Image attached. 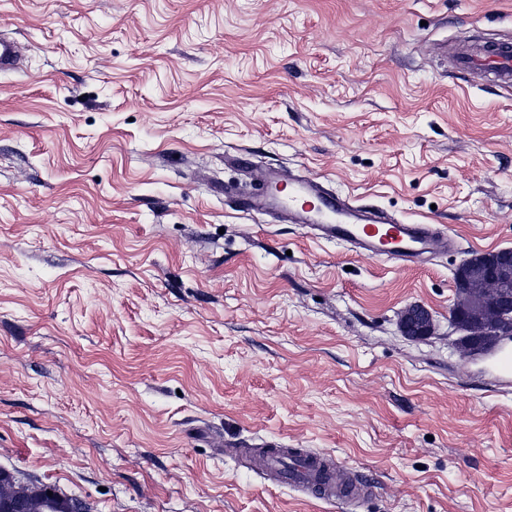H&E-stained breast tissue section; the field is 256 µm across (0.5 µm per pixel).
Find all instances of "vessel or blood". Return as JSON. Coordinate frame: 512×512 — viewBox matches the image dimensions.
<instances>
[{
	"instance_id": "b4317fda",
	"label": "vessel or blood",
	"mask_w": 512,
	"mask_h": 512,
	"mask_svg": "<svg viewBox=\"0 0 512 512\" xmlns=\"http://www.w3.org/2000/svg\"><path fill=\"white\" fill-rule=\"evenodd\" d=\"M20 62L18 43L0 37V72L17 70ZM455 66L468 73H495L504 86H511L512 43L480 56H458ZM249 206L258 213L287 209L289 220L312 225L327 240L349 244L367 257H387L403 266L425 263L439 243L448 238L436 225L405 223L387 212L366 208L350 197L328 191L319 180L286 183L275 172L269 174L263 194L251 199ZM320 460V455L304 454L287 466L282 462L281 449L269 448L264 453L262 467L275 483L310 493L314 490Z\"/></svg>"
}]
</instances>
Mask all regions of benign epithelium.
Masks as SVG:
<instances>
[{
	"label": "benign epithelium",
	"mask_w": 512,
	"mask_h": 512,
	"mask_svg": "<svg viewBox=\"0 0 512 512\" xmlns=\"http://www.w3.org/2000/svg\"><path fill=\"white\" fill-rule=\"evenodd\" d=\"M467 288L460 292L456 309L468 311L480 321L479 336L458 339V347L466 357L485 354L494 347L512 342V252L499 250L467 259L460 268ZM400 331L411 340L425 339L434 333L429 310L419 304L405 309L400 318ZM52 495H47V492ZM45 512H58L65 505L67 512H92V506L79 497H65L54 485L36 487Z\"/></svg>",
	"instance_id": "7a95c632"
}]
</instances>
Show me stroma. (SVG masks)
<instances>
[{"label":"stroma","mask_w":512,"mask_h":512,"mask_svg":"<svg viewBox=\"0 0 512 512\" xmlns=\"http://www.w3.org/2000/svg\"><path fill=\"white\" fill-rule=\"evenodd\" d=\"M0 34V468L95 512H512V378L449 322L512 249V93L450 61L512 0H0ZM271 170L454 244L245 211ZM271 443L367 495L264 482ZM21 49L16 41L0 37V72H11L19 68ZM400 331L403 336L411 340L432 336L434 324L429 310L419 304L407 307L400 318Z\"/></svg>","instance_id":"stroma-1"}]
</instances>
